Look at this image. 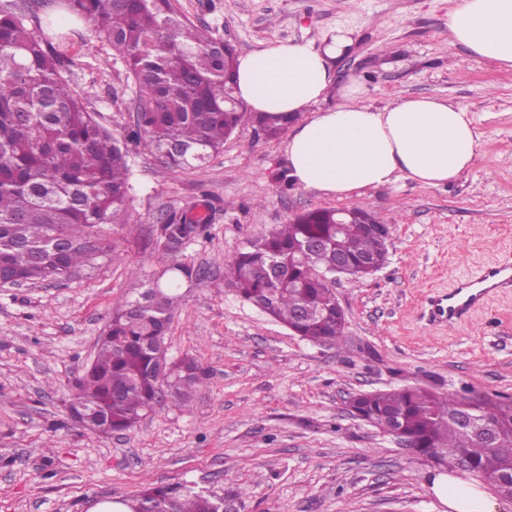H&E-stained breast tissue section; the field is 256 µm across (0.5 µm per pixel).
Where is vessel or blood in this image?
I'll use <instances>...</instances> for the list:
<instances>
[{"label": "vessel or blood", "instance_id": "b4317fda", "mask_svg": "<svg viewBox=\"0 0 512 512\" xmlns=\"http://www.w3.org/2000/svg\"><path fill=\"white\" fill-rule=\"evenodd\" d=\"M509 289H512V256L506 254L477 276L459 282L453 291L430 296L429 317L438 324L464 322L492 294Z\"/></svg>", "mask_w": 512, "mask_h": 512}]
</instances>
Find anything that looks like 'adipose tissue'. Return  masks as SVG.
<instances>
[{"instance_id": "1", "label": "adipose tissue", "mask_w": 512, "mask_h": 512, "mask_svg": "<svg viewBox=\"0 0 512 512\" xmlns=\"http://www.w3.org/2000/svg\"><path fill=\"white\" fill-rule=\"evenodd\" d=\"M448 38L476 61L512 70V0H449ZM314 48L280 42L240 57L236 95L248 110L298 117L286 145L288 174L299 187L340 201L370 187L410 179L438 187L470 169L482 135L465 109L429 97L376 108L359 80L340 83L335 62L352 43L348 31ZM337 102L317 111L328 91ZM449 512H498L485 491L447 474L431 482Z\"/></svg>"}]
</instances>
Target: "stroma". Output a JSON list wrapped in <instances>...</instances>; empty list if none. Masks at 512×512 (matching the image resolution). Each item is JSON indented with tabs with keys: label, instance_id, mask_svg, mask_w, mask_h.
<instances>
[{
	"label": "stroma",
	"instance_id": "obj_1",
	"mask_svg": "<svg viewBox=\"0 0 512 512\" xmlns=\"http://www.w3.org/2000/svg\"><path fill=\"white\" fill-rule=\"evenodd\" d=\"M192 23L246 54L277 42L321 46L343 27L353 44L342 81L367 87L382 108L437 97L471 112L482 154L451 184L408 179L357 202L389 225L386 265L337 278L343 336L316 345L224 283L247 241L339 200L283 184L287 133L253 124L226 139L205 172H176L128 145L129 223L105 224L111 255L70 280L0 287V512H90L152 484L193 483L236 512H445L430 489L441 469L352 417L357 392L407 386L512 397V292L457 325L431 324L428 294L512 252V71L474 61L448 39V0H177ZM63 69L100 123L124 139L137 106L118 55L74 42ZM206 206L207 237L186 241L166 336L171 358L209 372L189 408L163 401L128 432L83 429L66 416L113 309L160 275L156 242L170 217Z\"/></svg>",
	"mask_w": 512,
	"mask_h": 512
}]
</instances>
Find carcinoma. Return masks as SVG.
<instances>
[{
  "label": "carcinoma",
  "mask_w": 512,
  "mask_h": 512,
  "mask_svg": "<svg viewBox=\"0 0 512 512\" xmlns=\"http://www.w3.org/2000/svg\"><path fill=\"white\" fill-rule=\"evenodd\" d=\"M57 16L35 17L0 4V270L29 283L61 281L112 252L101 224H127L129 178L123 146L87 110L63 75L74 38L87 32L115 50L137 86L127 140L169 168L203 171L244 122L268 135L293 118L233 104L235 49L186 20L172 0H56ZM157 260L167 275L112 311L97 353L73 382L69 418L112 433L133 429L161 399L189 406L208 371L195 359L171 361L165 335L175 290L199 271L179 259L185 240L206 235L208 221L162 225ZM388 240L364 224L333 223L314 209L250 241L224 267L239 297L313 344L344 333L328 272L341 257L354 271L384 263ZM352 407L370 417L396 416L417 452L455 468L461 456L481 479L512 472V403L482 398L473 415L497 425L493 448L456 415L467 398L421 388L357 393ZM155 512H219L216 499L182 484L151 485L136 503Z\"/></svg>",
  "instance_id": "carcinoma-1"
}]
</instances>
